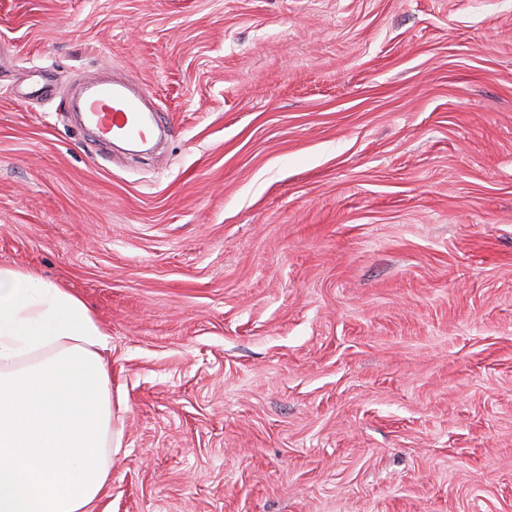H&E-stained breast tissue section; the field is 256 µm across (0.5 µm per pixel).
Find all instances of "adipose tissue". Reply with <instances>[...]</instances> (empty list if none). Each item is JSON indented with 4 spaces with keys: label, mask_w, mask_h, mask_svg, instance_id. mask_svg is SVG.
Segmentation results:
<instances>
[{
    "label": "adipose tissue",
    "mask_w": 512,
    "mask_h": 512,
    "mask_svg": "<svg viewBox=\"0 0 512 512\" xmlns=\"http://www.w3.org/2000/svg\"><path fill=\"white\" fill-rule=\"evenodd\" d=\"M109 340L77 295L0 266V512H91L106 489Z\"/></svg>",
    "instance_id": "adipose-tissue-1"
}]
</instances>
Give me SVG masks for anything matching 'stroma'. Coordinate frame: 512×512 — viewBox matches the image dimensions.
Instances as JSON below:
<instances>
[{"mask_svg": "<svg viewBox=\"0 0 512 512\" xmlns=\"http://www.w3.org/2000/svg\"><path fill=\"white\" fill-rule=\"evenodd\" d=\"M0 265L110 335L93 512H512V0H0ZM84 112L105 141L118 135L127 140H143L151 129L145 118V100L148 95L141 86L129 91L125 83L103 81L96 76L84 80Z\"/></svg>", "mask_w": 512, "mask_h": 512, "instance_id": "1", "label": "stroma"}]
</instances>
